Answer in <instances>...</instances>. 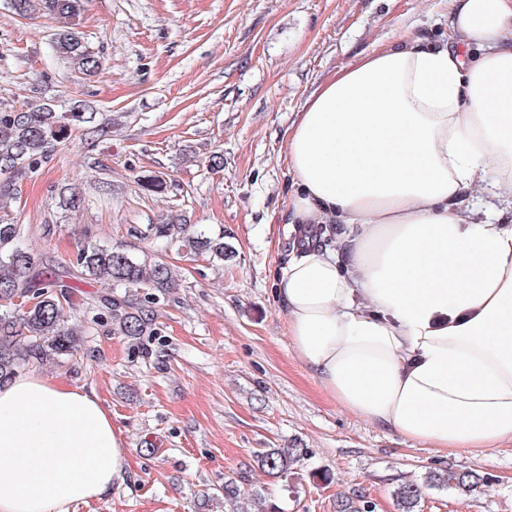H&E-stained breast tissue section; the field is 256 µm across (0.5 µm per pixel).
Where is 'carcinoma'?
I'll list each match as a JSON object with an SVG mask.
<instances>
[{
  "label": "carcinoma",
  "mask_w": 512,
  "mask_h": 512,
  "mask_svg": "<svg viewBox=\"0 0 512 512\" xmlns=\"http://www.w3.org/2000/svg\"><path fill=\"white\" fill-rule=\"evenodd\" d=\"M85 0H7L12 12L29 18L42 11L62 23L54 34L55 55L76 73L94 76L102 60L78 31ZM95 115L79 105L64 111L57 105L39 102L19 107L0 105V194L10 195L16 184L46 164L71 131L94 122ZM157 240L182 238L190 252L224 260V237L193 231L181 215L149 229ZM71 278L105 280L122 293H109L94 307L93 319L112 324V332L139 340L154 335L155 305L160 294L176 286L173 268L155 261H140L123 248L87 242L69 266L44 274L40 258L20 244V225L0 216V385L7 383L24 365L62 363L82 351L79 332L63 319V303L69 302ZM142 296L132 297V292ZM307 455L305 448H264L253 461L264 473L280 477ZM479 475L471 471H430L423 483L408 481L393 491L398 512H417L421 486L474 490ZM262 503V495L245 488V481L224 482L225 512H243L245 496Z\"/></svg>",
  "instance_id": "cac0c4a2"
}]
</instances>
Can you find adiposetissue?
<instances>
[{"label":"adipose tissue","mask_w":512,"mask_h":512,"mask_svg":"<svg viewBox=\"0 0 512 512\" xmlns=\"http://www.w3.org/2000/svg\"><path fill=\"white\" fill-rule=\"evenodd\" d=\"M296 225L277 282L292 345L349 412L433 448L512 439V0H453L423 32L328 77L288 130ZM93 393L37 371L0 386V512H71L128 458Z\"/></svg>","instance_id":"obj_1"}]
</instances>
